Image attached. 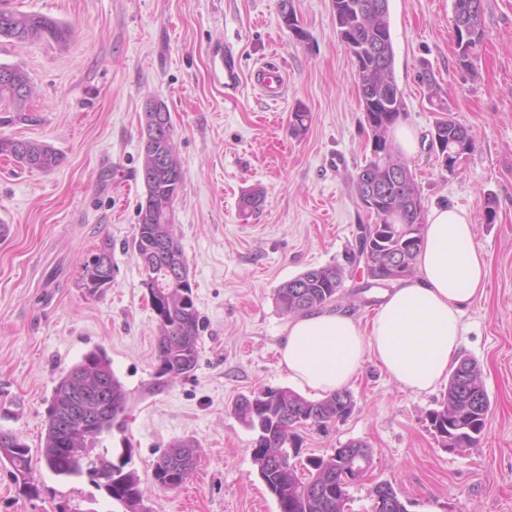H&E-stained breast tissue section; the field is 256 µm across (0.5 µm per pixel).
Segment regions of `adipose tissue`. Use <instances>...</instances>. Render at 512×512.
<instances>
[{"mask_svg": "<svg viewBox=\"0 0 512 512\" xmlns=\"http://www.w3.org/2000/svg\"><path fill=\"white\" fill-rule=\"evenodd\" d=\"M487 261L468 213L452 205L427 217L414 275L400 279L368 324L341 311L291 318L280 363L298 388L326 395L348 386L366 353L415 393L436 388L463 336L467 307L485 292Z\"/></svg>", "mask_w": 512, "mask_h": 512, "instance_id": "ef3b65f1", "label": "adipose tissue"}]
</instances>
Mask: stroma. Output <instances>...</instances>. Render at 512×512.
I'll return each instance as SVG.
<instances>
[{"instance_id":"stroma-1","label":"stroma","mask_w":512,"mask_h":512,"mask_svg":"<svg viewBox=\"0 0 512 512\" xmlns=\"http://www.w3.org/2000/svg\"><path fill=\"white\" fill-rule=\"evenodd\" d=\"M292 3L308 41L283 25L279 0H0L2 9L73 30L64 44L0 38V64L23 68L33 86L25 119L0 110V137L45 142L63 156L50 172L0 158V222L10 228L0 238V430L29 445L39 489L23 494L0 464V512H124L89 477L60 478L40 456L59 379L97 347L130 394L128 420L99 446L114 458L131 449L150 512H278L252 461L254 434L231 405L260 388H291L278 354L289 316L275 291L307 269L343 262L358 222L352 179L370 155L330 0ZM389 12L400 121L419 135L407 162L423 205L464 208L487 255L486 292L465 316L458 354L477 362L490 411L474 447L448 451L427 421L446 385L411 393L369 354L350 386L351 416L302 430L303 453L368 444L372 465L349 490L351 512H370L381 482L408 512H512V0H484V39L469 69L458 63L452 0H390ZM217 41L239 55L242 84L232 100L210 77L208 48ZM264 64L288 73L275 105L251 81ZM424 71L475 140L451 172L429 147L439 114ZM152 97L170 111L184 170L174 227L203 324L194 371L161 391L153 388L157 321L132 247L145 193L140 117ZM299 108L311 121L295 137L289 120ZM249 190L264 202L245 218L238 202ZM105 238L114 278L92 295L81 271ZM360 282L347 269L332 307L366 322L383 291L358 293ZM188 439L196 469L182 487L161 489L156 460Z\"/></svg>"}]
</instances>
